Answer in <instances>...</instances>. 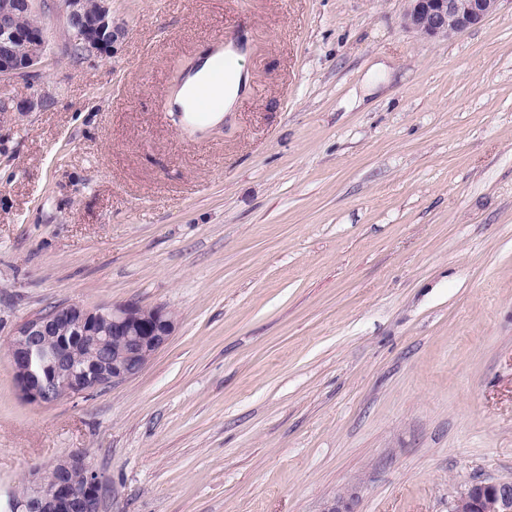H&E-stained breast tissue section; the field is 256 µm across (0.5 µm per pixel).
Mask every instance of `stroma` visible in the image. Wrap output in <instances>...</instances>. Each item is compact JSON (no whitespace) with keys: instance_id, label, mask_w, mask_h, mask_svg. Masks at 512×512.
I'll return each instance as SVG.
<instances>
[{"instance_id":"35a3bbf8","label":"stroma","mask_w":512,"mask_h":512,"mask_svg":"<svg viewBox=\"0 0 512 512\" xmlns=\"http://www.w3.org/2000/svg\"><path fill=\"white\" fill-rule=\"evenodd\" d=\"M405 0H112L125 36L0 81V501L83 453L102 512H448L512 482V0L447 39ZM240 34L253 95L165 98ZM64 302L171 311L138 375L27 402L6 343Z\"/></svg>"}]
</instances>
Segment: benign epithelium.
<instances>
[{
    "instance_id": "obj_1",
    "label": "benign epithelium",
    "mask_w": 512,
    "mask_h": 512,
    "mask_svg": "<svg viewBox=\"0 0 512 512\" xmlns=\"http://www.w3.org/2000/svg\"><path fill=\"white\" fill-rule=\"evenodd\" d=\"M39 0H0V81L33 79L44 66L49 49L46 29H21L19 14L40 12ZM404 26L427 38H448L467 30L498 10L501 0H406ZM70 44L87 55L108 56L122 37L112 24L111 0H60ZM39 101L6 100L0 112H30ZM175 317L164 307L120 303L88 307L62 303L20 324L11 334L8 351L23 395L31 402L51 405L66 397L102 392L144 370L170 339ZM94 338L112 355H94L77 362L63 348V334ZM83 475L77 490L72 476ZM102 493L97 472L74 452L55 461L32 478L27 495L11 497L6 512H101ZM448 512H512V482L474 481L462 488Z\"/></svg>"
}]
</instances>
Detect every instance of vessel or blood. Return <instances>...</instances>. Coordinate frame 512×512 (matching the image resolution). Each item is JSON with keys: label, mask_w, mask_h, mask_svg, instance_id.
Returning a JSON list of instances; mask_svg holds the SVG:
<instances>
[{"label": "vessel or blood", "mask_w": 512, "mask_h": 512, "mask_svg": "<svg viewBox=\"0 0 512 512\" xmlns=\"http://www.w3.org/2000/svg\"><path fill=\"white\" fill-rule=\"evenodd\" d=\"M246 50L244 39L219 35L204 54L184 68L180 93L171 97L169 105L180 114L187 131L201 134L213 116L223 112L227 97L239 99L247 93L249 77L230 70L231 63Z\"/></svg>", "instance_id": "obj_1"}]
</instances>
